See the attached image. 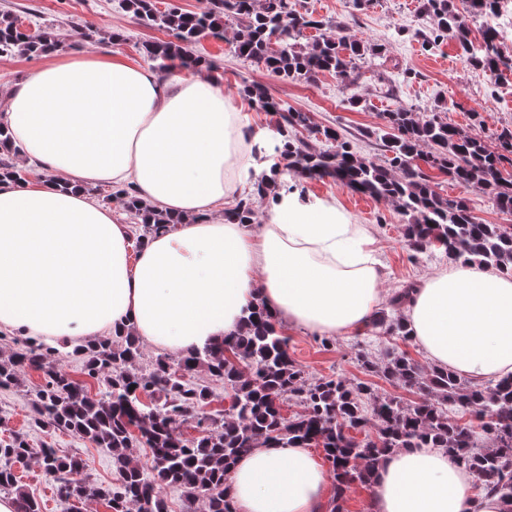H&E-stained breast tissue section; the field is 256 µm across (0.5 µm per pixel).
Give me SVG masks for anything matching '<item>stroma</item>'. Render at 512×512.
<instances>
[{
    "label": "stroma",
    "instance_id": "35a3bbf8",
    "mask_svg": "<svg viewBox=\"0 0 512 512\" xmlns=\"http://www.w3.org/2000/svg\"><path fill=\"white\" fill-rule=\"evenodd\" d=\"M300 11L329 21L349 22L353 30L388 48V60L381 67H362L353 90L338 86L334 77L320 75L315 82L290 81L263 65L235 55L230 41L204 38L195 45L196 54L211 60L224 79V91L240 112L246 115L253 134L272 141L276 130L270 115L255 110L243 96L244 86L259 83L289 106L306 112L314 127H332L350 140L357 152L376 162H384L379 141L366 138V131L379 126L382 112L398 106L415 109L426 117L443 108L448 122L458 127L475 128L485 140H493L502 127H512V103L502 98L504 83L512 84V74L500 80L469 67L460 57L453 40L447 39L432 50L423 47V33L430 25L419 12V0H374L363 10L353 0H299ZM0 12L17 16L24 28L48 32L60 43L63 55L112 52L128 61L148 66L143 43L168 40L165 30L140 25L122 11L117 0H0ZM92 23L93 38L74 42L70 20ZM415 73L412 82H403L402 71ZM362 99L361 108L345 104L349 92ZM441 194L465 197L473 213L488 224H512V215L500 213L487 195L473 186H462L437 175ZM286 191L306 201H334L353 223L370 228L373 247L384 265L380 284L386 295L419 283L428 272L448 267L442 255L411 257L405 245L403 222L394 207L352 192L336 182L288 177ZM288 352L309 378L335 375L355 383H372L381 395L414 401V392L398 387L365 371L357 359L359 334L323 338L302 329L288 330ZM44 382L42 372L21 370L17 383L0 389V438L10 432L27 434L32 446L48 443L63 452L76 454L86 462L85 473L103 486H111L116 476L112 452L79 439L65 430L33 426L31 415L36 392ZM13 471L19 485L41 504L42 512H66L56 485L43 473L38 460L15 463Z\"/></svg>",
    "mask_w": 512,
    "mask_h": 512
}]
</instances>
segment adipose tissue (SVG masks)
Wrapping results in <instances>:
<instances>
[{
    "label": "adipose tissue",
    "instance_id": "ef3b65f1",
    "mask_svg": "<svg viewBox=\"0 0 512 512\" xmlns=\"http://www.w3.org/2000/svg\"><path fill=\"white\" fill-rule=\"evenodd\" d=\"M20 162L39 180L0 183V331L80 344L130 327L184 353L236 333L263 299L281 329L366 328L384 272L371 237L335 203L269 192L262 224L218 214L267 144L202 66L167 76L107 53L44 57L0 101ZM131 187L181 216L140 248L87 193ZM433 365L473 380L512 375V273L459 262L403 309ZM440 448H403L376 468L372 512H502ZM237 512H327L328 473L308 448L257 447L229 475Z\"/></svg>",
    "mask_w": 512,
    "mask_h": 512
}]
</instances>
